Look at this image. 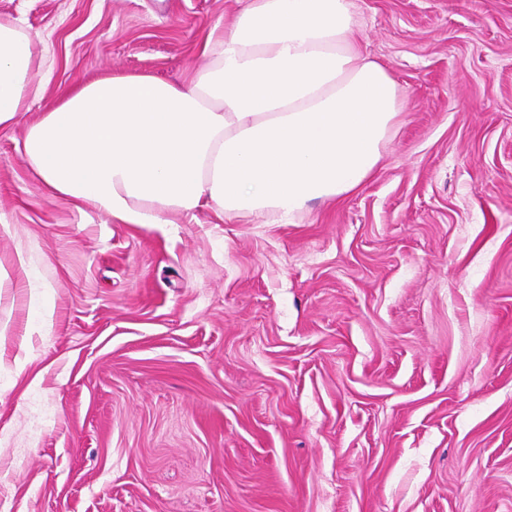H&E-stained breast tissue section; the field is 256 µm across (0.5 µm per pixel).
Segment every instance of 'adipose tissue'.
I'll return each instance as SVG.
<instances>
[{
    "label": "adipose tissue",
    "mask_w": 512,
    "mask_h": 512,
    "mask_svg": "<svg viewBox=\"0 0 512 512\" xmlns=\"http://www.w3.org/2000/svg\"><path fill=\"white\" fill-rule=\"evenodd\" d=\"M358 33L351 0H245L188 84L119 75L68 92L28 127V164L51 195L124 224L207 208L293 223L366 183L401 114ZM44 64L35 37L0 21V129Z\"/></svg>",
    "instance_id": "adipose-tissue-1"
}]
</instances>
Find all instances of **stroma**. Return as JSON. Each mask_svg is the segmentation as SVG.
<instances>
[{"label":"stroma","mask_w":512,"mask_h":512,"mask_svg":"<svg viewBox=\"0 0 512 512\" xmlns=\"http://www.w3.org/2000/svg\"><path fill=\"white\" fill-rule=\"evenodd\" d=\"M242 5L0 0L47 59L0 130V512H512V0H354L402 114L295 223L110 222L33 175L65 92L189 82Z\"/></svg>","instance_id":"35a3bbf8"}]
</instances>
